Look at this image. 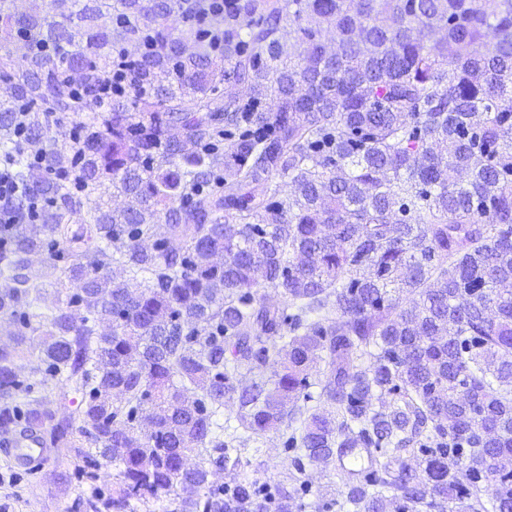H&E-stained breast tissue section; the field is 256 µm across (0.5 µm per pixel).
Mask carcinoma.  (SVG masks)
<instances>
[{
	"instance_id": "carcinoma-1",
	"label": "carcinoma",
	"mask_w": 512,
	"mask_h": 512,
	"mask_svg": "<svg viewBox=\"0 0 512 512\" xmlns=\"http://www.w3.org/2000/svg\"><path fill=\"white\" fill-rule=\"evenodd\" d=\"M0 36L30 50L0 52L1 442L79 438L112 512H295L294 474L210 481L250 375L239 424L297 472L365 450L354 512H512V0H232L216 56L156 0H29Z\"/></svg>"
}]
</instances>
